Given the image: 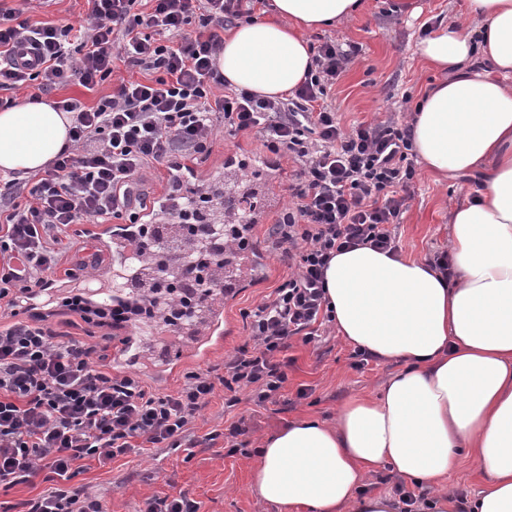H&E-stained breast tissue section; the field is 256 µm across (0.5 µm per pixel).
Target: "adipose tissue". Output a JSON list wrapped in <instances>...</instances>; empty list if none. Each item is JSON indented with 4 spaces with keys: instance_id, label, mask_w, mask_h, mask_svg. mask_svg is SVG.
Here are the masks:
<instances>
[{
    "instance_id": "1",
    "label": "adipose tissue",
    "mask_w": 512,
    "mask_h": 512,
    "mask_svg": "<svg viewBox=\"0 0 512 512\" xmlns=\"http://www.w3.org/2000/svg\"><path fill=\"white\" fill-rule=\"evenodd\" d=\"M360 6L272 0L271 17L225 35V82L288 94L311 65L307 32ZM466 14L475 29L452 22L419 43L445 77L411 121L414 151L433 175L479 180L450 212L454 275L367 246L330 260L339 335L401 368L378 397L346 401L333 423L306 418L265 440L251 490L280 512H396L391 495L360 492L364 476L383 467L431 489L428 512H512V0H466ZM71 122L43 98L0 109V172L22 179L43 170L69 146ZM464 455L489 485L460 500L445 482Z\"/></svg>"
}]
</instances>
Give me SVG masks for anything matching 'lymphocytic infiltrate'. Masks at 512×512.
<instances>
[{
	"mask_svg": "<svg viewBox=\"0 0 512 512\" xmlns=\"http://www.w3.org/2000/svg\"><path fill=\"white\" fill-rule=\"evenodd\" d=\"M87 0L79 26H34L20 10L0 8V89L38 91L75 82L94 89L112 82L95 106L57 102L72 113L73 150L59 153L31 184L8 181L0 197V487L44 475L49 488L26 501V512H106L103 502L75 487L87 460L107 465L152 449L213 447L225 438L241 448L247 428L199 433L196 421L224 389L226 407L239 392L262 405L275 402L288 380L286 352L293 337L309 344L334 316L325 272L351 247L396 251L398 223L416 177L410 125L363 121L343 130L326 98L357 46H318L304 81L288 96L269 98L224 84L218 59L224 30L251 18L257 0ZM195 34H186L188 25ZM146 72L145 81L114 79V60ZM224 132L262 138L267 158L296 169L288 205L270 229L274 250L290 273L253 309L244 311L249 343L225 357L221 369H197L171 391L151 388L141 373L112 370V351L129 345L124 329L145 320L175 321L198 305L220 303L225 257L250 251L252 227L235 213L215 231L210 213L220 198L206 181L184 189L186 163L206 161L216 117ZM168 169L158 200L140 188L153 165ZM121 220L134 250L160 256V227L176 224L197 249L191 255L194 296L158 288L116 293L109 305L82 290L60 288L64 250L86 245L88 226ZM43 296L47 310L32 307ZM96 329L98 339L80 336Z\"/></svg>",
	"mask_w": 512,
	"mask_h": 512,
	"instance_id": "1",
	"label": "lymphocytic infiltrate"
}]
</instances>
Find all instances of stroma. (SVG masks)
Masks as SVG:
<instances>
[{
  "label": "stroma",
  "mask_w": 512,
  "mask_h": 512,
  "mask_svg": "<svg viewBox=\"0 0 512 512\" xmlns=\"http://www.w3.org/2000/svg\"><path fill=\"white\" fill-rule=\"evenodd\" d=\"M464 5L465 0H364L362 11L351 20L308 33L309 43L315 46L331 40L342 47L355 44L360 48L329 95L341 126L390 118L407 122L423 89L440 78L418 56L416 47L428 27L453 21ZM0 7L23 8L25 19L37 26L79 24L87 9L86 0H0ZM262 152L259 135L228 138L220 132L210 158L196 165L195 170L202 178L213 179L227 173L236 176L240 170L234 157H252ZM293 170L291 161H282L278 168L268 171L260 188L255 203L263 217L253 230L252 250L258 271L239 282L238 294L225 301L228 333L223 349L209 357V364L221 363L225 355L234 353L247 341L242 310L259 304L289 272L271 247L268 227L288 200ZM476 187V178L440 182L425 167H418L412 196L394 227L399 253L430 260L447 250L448 213L460 197ZM287 357L288 381L283 401L257 406L244 400L226 408L217 399L198 421L200 432L206 433L245 420L249 427L246 453L228 454L219 441L214 447L196 449L191 456L181 449H162L121 458L104 467L89 461L84 473L77 477V484L100 497L108 512H138L145 498L178 491L200 501L203 512H279L250 490L262 439L305 417L332 422L349 397L378 395L382 382L399 369L395 362L361 359L355 348L334 332L308 345L293 339ZM301 388L308 389L307 397H298Z\"/></svg>",
  "instance_id": "obj_1"
}]
</instances>
